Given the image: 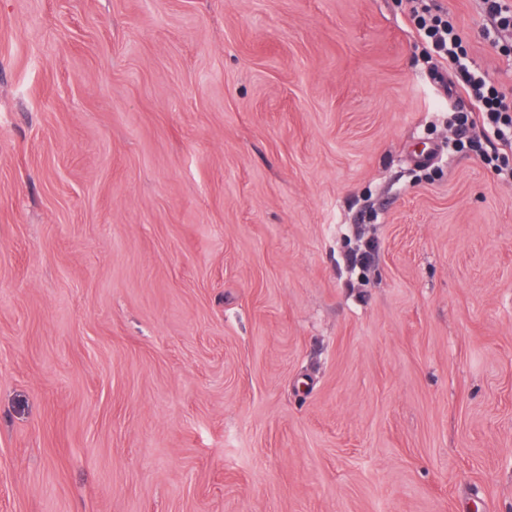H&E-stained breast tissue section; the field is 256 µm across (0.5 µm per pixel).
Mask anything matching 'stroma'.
Wrapping results in <instances>:
<instances>
[{
    "label": "stroma",
    "instance_id": "35a3bbf8",
    "mask_svg": "<svg viewBox=\"0 0 512 512\" xmlns=\"http://www.w3.org/2000/svg\"><path fill=\"white\" fill-rule=\"evenodd\" d=\"M451 78L409 0H0V512H512V182ZM452 121L456 128V133L459 137L454 143L455 147L457 149L468 147L475 151L484 163L487 165L496 166L499 169L500 174H503L505 180L511 181V168L504 169L498 163H496L500 160V153L498 148L493 147V149H488L487 146H483L481 141H475L470 137H466L467 130L474 125L472 112L463 111L461 109L460 111L454 113ZM464 138L466 139L464 140ZM503 171H505V173H503Z\"/></svg>",
    "mask_w": 512,
    "mask_h": 512
}]
</instances>
